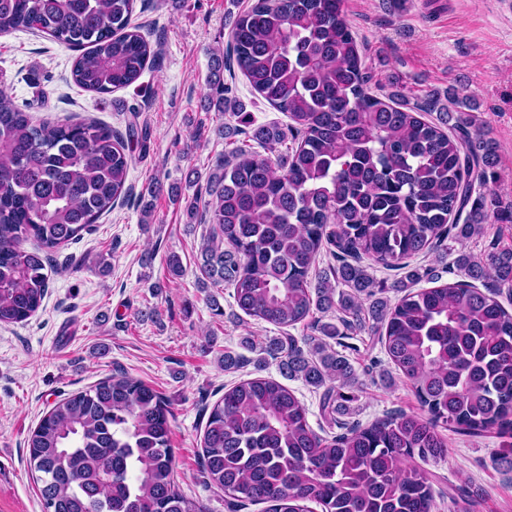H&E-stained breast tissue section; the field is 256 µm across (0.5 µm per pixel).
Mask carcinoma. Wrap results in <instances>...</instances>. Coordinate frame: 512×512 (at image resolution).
<instances>
[{"instance_id": "1", "label": "carcinoma", "mask_w": 512, "mask_h": 512, "mask_svg": "<svg viewBox=\"0 0 512 512\" xmlns=\"http://www.w3.org/2000/svg\"><path fill=\"white\" fill-rule=\"evenodd\" d=\"M135 2L0 0V34L41 32L82 51L74 83L107 94L158 58L132 24ZM343 2L256 0L233 19L227 49L214 51L207 97L241 124L232 132L246 133L252 119L225 96L226 69L291 124L253 127L264 152L238 147L216 160L198 282L231 285L240 311L281 332L340 306L344 316L319 324L309 350L292 335L264 346L288 376L323 389L321 412L335 424L361 388L326 339L362 328L356 294L373 287L364 262L404 271L392 284L397 303H375L371 317L423 413L342 423L344 432L325 437L293 391L246 379L210 408L201 474L235 508L433 512L432 481L407 460L445 457L444 426L512 436V312L498 299L512 290V252L460 254L464 279L439 286L428 272L430 288L416 287L423 275L408 260L499 219V198L482 192L496 179L495 147L465 112L448 132L453 112L438 125L424 106L373 94ZM134 136L97 122H38L0 92V325L39 311L52 254L125 199ZM323 252L338 262L334 283L310 277ZM338 283L353 293H336ZM171 431L167 401L123 373L61 399L28 439L43 512H204L173 480Z\"/></svg>"}]
</instances>
